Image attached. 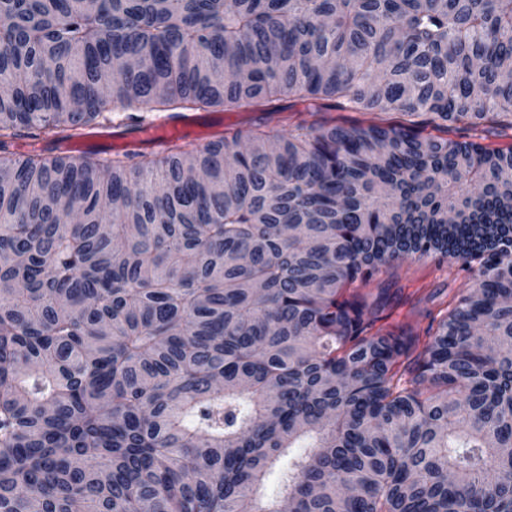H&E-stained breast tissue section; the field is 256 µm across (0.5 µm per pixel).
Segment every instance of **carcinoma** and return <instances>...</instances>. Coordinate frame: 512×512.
Returning a JSON list of instances; mask_svg holds the SVG:
<instances>
[{
  "mask_svg": "<svg viewBox=\"0 0 512 512\" xmlns=\"http://www.w3.org/2000/svg\"><path fill=\"white\" fill-rule=\"evenodd\" d=\"M1 86L0 512H512V146L424 133L512 128V0H0ZM164 112L246 117L58 147ZM321 118L335 119L337 122H344L347 124L355 125H368L371 123H382L384 125L395 126L400 124L404 117L396 112L382 113V114H370L364 112H345L341 110H331L330 112H322ZM95 132L88 134L89 137L93 138H101V139H113V140H121L122 146H125L127 149H137L140 150L144 146L142 144V134L140 131L131 130V127H126L124 125H113L107 128H96ZM398 274L399 284L405 286V294L419 289L418 296L431 292H439V295L432 302L421 303L419 312L413 314L410 313L409 304L392 303L386 312L390 317L377 325H409L414 333L421 336V341H424L425 331L432 324L433 317L436 318L433 323L435 328L440 318L439 311L445 313L447 306L450 310L460 292L471 285L470 274L460 262L448 259L439 261L438 256L409 266L405 264L398 270Z\"/></svg>",
  "mask_w": 512,
  "mask_h": 512,
  "instance_id": "carcinoma-1",
  "label": "carcinoma"
}]
</instances>
